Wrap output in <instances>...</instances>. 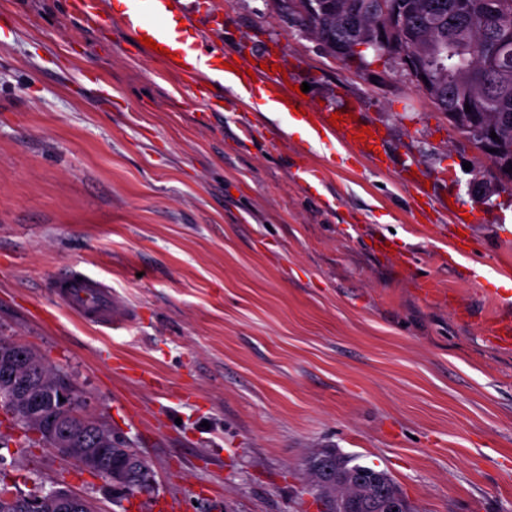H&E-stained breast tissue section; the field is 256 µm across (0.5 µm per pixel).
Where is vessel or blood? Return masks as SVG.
I'll return each instance as SVG.
<instances>
[{
  "label": "vessel or blood",
  "instance_id": "b4317fda",
  "mask_svg": "<svg viewBox=\"0 0 512 512\" xmlns=\"http://www.w3.org/2000/svg\"><path fill=\"white\" fill-rule=\"evenodd\" d=\"M119 18L123 27L135 36H146L163 47L158 62L186 78L200 76L204 70H223V52L207 50V43L221 35L214 27V16L210 0H196L197 14L189 16L182 8V0H117ZM234 88L238 97L250 103L272 106L285 115H292L294 109L302 107L299 97L284 101L288 87L282 73H267L261 82H253L248 74L236 75ZM329 112H314L310 126L316 141L325 148H332L334 138L356 144L362 149L364 158L378 163V147L382 145L380 135L359 137V122L342 120L340 127H332ZM51 293L56 302L76 313L86 322L112 327L118 318L112 303V291L108 285L92 276H78L70 273L54 278Z\"/></svg>",
  "mask_w": 512,
  "mask_h": 512
}]
</instances>
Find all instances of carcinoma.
<instances>
[{
    "label": "carcinoma",
    "instance_id": "cac0c4a2",
    "mask_svg": "<svg viewBox=\"0 0 512 512\" xmlns=\"http://www.w3.org/2000/svg\"><path fill=\"white\" fill-rule=\"evenodd\" d=\"M397 15L396 35L410 50L432 64L437 107L446 112L469 104L473 116L468 136L483 148L485 135L498 137V153L492 163L512 157V0H320L310 15L298 22L315 33L326 47L347 48L344 59L370 65L353 49L360 32L372 26H387L389 13ZM9 371L33 381L31 393L7 396L0 388V407L15 411L13 421L23 430L29 447H51L45 436H32L36 425L57 411L56 389L65 376L42 356L27 350L23 359L0 357V373ZM86 400L75 399V417L70 428L79 447L89 445L86 430L105 428L84 412ZM305 469L311 491L324 503L326 512H379L382 495L403 493L393 479L385 485L373 482L376 469L360 464L329 449H317L306 457ZM0 512H26L25 500L0 478ZM42 512H86L81 498L47 497Z\"/></svg>",
    "mask_w": 512,
    "mask_h": 512
}]
</instances>
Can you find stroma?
I'll list each match as a JSON object with an SVG mask.
<instances>
[{
	"instance_id": "stroma-1",
	"label": "stroma",
	"mask_w": 512,
	"mask_h": 512,
	"mask_svg": "<svg viewBox=\"0 0 512 512\" xmlns=\"http://www.w3.org/2000/svg\"><path fill=\"white\" fill-rule=\"evenodd\" d=\"M214 7L225 54L271 50L310 106L356 105L387 160L339 143L308 155L323 179L302 183L304 140L280 113L198 105L119 23L68 0H0V336L63 369L153 483L118 497L8 427L0 477L97 512L170 496L182 512H321L304 458L333 448L388 472L414 512H512V347L488 340L512 295V193L395 62L336 57L289 0ZM73 267L111 286L126 327L53 302ZM101 0H68L70 13L85 20L112 24V0H109V11L103 12ZM104 13V18L102 17Z\"/></svg>"
}]
</instances>
